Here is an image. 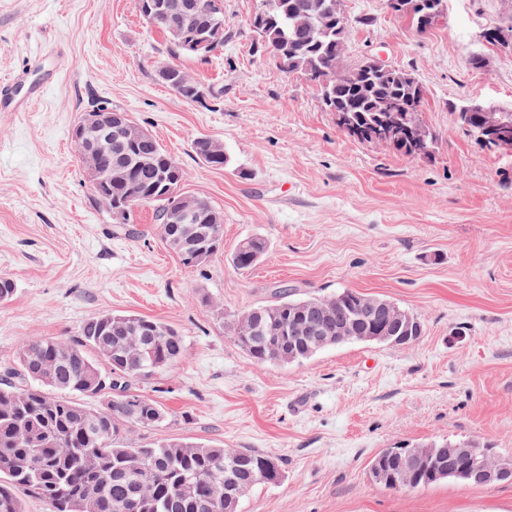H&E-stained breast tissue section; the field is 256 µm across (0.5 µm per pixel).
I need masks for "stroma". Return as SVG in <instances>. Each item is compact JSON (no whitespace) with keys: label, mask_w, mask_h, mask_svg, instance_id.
Masks as SVG:
<instances>
[{"label":"stroma","mask_w":512,"mask_h":512,"mask_svg":"<svg viewBox=\"0 0 512 512\" xmlns=\"http://www.w3.org/2000/svg\"><path fill=\"white\" fill-rule=\"evenodd\" d=\"M256 5L224 0L229 37L203 61L173 57L138 0H0V83L23 72L47 85L29 111L0 105V277L16 286L0 302V367L26 340L71 338L96 315L158 319L187 351L144 388L170 424L137 441L276 455L283 480L257 486L241 512H512V484L397 491L369 473L383 449L442 440L512 460V154L482 150L453 113L512 112V48L480 37L512 16V0H445L425 34L386 0H346L347 63L375 57L421 84L428 159L347 136L316 84L255 50ZM171 62L206 102L159 82ZM102 106L148 130L184 169L185 192L221 212L223 247L202 270L183 267L150 208L123 227L95 197L71 132ZM204 137L223 144L224 168L194 154ZM255 235L263 259L234 268ZM283 286L294 299L380 295L420 315L424 332L409 346L344 343L255 364L230 317ZM266 241L261 237H250L240 242L232 257V264L237 269H248L256 264L266 250ZM260 258L254 261V257Z\"/></svg>","instance_id":"1"}]
</instances>
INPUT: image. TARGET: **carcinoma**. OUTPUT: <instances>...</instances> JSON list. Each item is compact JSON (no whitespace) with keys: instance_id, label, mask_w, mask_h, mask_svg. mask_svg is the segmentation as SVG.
Here are the masks:
<instances>
[{"instance_id":"1","label":"carcinoma","mask_w":512,"mask_h":512,"mask_svg":"<svg viewBox=\"0 0 512 512\" xmlns=\"http://www.w3.org/2000/svg\"><path fill=\"white\" fill-rule=\"evenodd\" d=\"M143 19L164 33L176 27L174 15L148 11L150 0H138ZM336 0H258L251 20L256 44L287 73H299L319 86L329 112H347L349 125L368 143L385 113L376 111L389 99L410 108L404 125L417 124L427 142L433 136L410 104L414 89L400 78L368 74L364 62L345 63L346 32L336 25ZM333 71L341 76L329 83ZM153 153L152 165L136 164L140 155ZM123 166L111 155L100 159L112 173L110 190L127 213L150 206L161 235L166 199L163 188L184 178L181 166L161 146L141 142L124 144ZM266 241L250 237L240 242L232 257L238 269L256 264ZM268 305L232 316L248 319L260 314L251 331L234 332L238 347L258 364L287 365L288 344L297 340L298 321L311 307L327 303L329 317L317 320L328 336L336 323H354L364 329L373 315L361 307L363 294L344 288L326 297L292 300L288 292ZM185 339L158 320L137 315L111 322L97 315L83 322L71 340L35 337L4 366L0 384V512H23L24 498L46 502L51 512H238L243 495L229 492L242 485L276 484L284 473L279 459L267 452L204 446L184 440L138 445L132 435L164 424L168 414L135 385L152 379L181 362ZM106 402L94 409L78 399ZM406 448H386L370 463L379 484L411 490L449 479L413 472L400 478Z\"/></svg>"}]
</instances>
